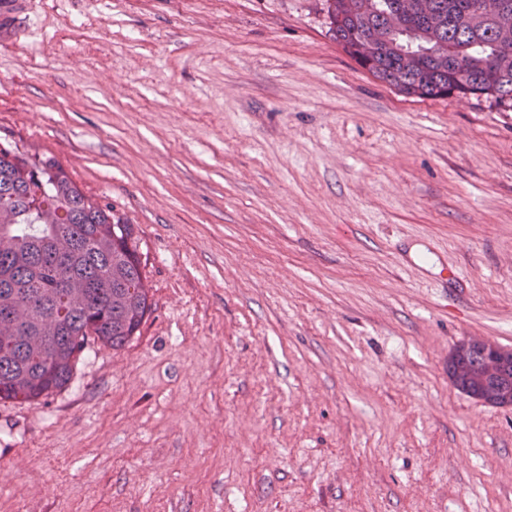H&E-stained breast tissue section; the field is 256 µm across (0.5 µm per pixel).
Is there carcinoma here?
<instances>
[{"mask_svg": "<svg viewBox=\"0 0 512 512\" xmlns=\"http://www.w3.org/2000/svg\"><path fill=\"white\" fill-rule=\"evenodd\" d=\"M400 0H327L330 30L343 51L375 79L407 96L484 97L512 108V0L504 12L475 20L479 0H415L423 36L417 47L422 64L404 51ZM378 31L394 41L369 59L363 40ZM0 236L15 240L13 255L0 254V308L22 304L29 321L19 327L24 340H0V401L35 402L63 390L90 340L119 349L139 331L152 299L132 225L78 187L52 157L0 144ZM74 238L65 259L53 253L59 237ZM83 279L89 297L78 301L60 282ZM45 317L66 330L55 354L33 342Z\"/></svg>", "mask_w": 512, "mask_h": 512, "instance_id": "cac0c4a2", "label": "carcinoma"}]
</instances>
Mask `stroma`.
<instances>
[{
    "instance_id": "1",
    "label": "stroma",
    "mask_w": 512,
    "mask_h": 512,
    "mask_svg": "<svg viewBox=\"0 0 512 512\" xmlns=\"http://www.w3.org/2000/svg\"><path fill=\"white\" fill-rule=\"evenodd\" d=\"M5 141L133 224L152 309L0 402V512H512V407L448 381L512 348V109L374 79L325 0H0Z\"/></svg>"
}]
</instances>
